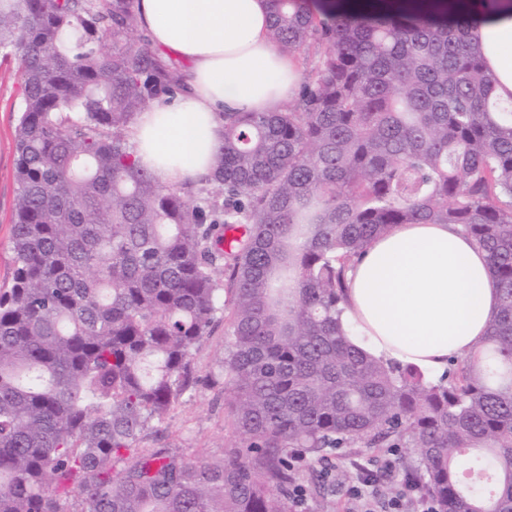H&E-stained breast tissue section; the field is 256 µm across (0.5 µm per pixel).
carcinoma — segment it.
<instances>
[{
    "instance_id": "cac0c4a2",
    "label": "carcinoma",
    "mask_w": 512,
    "mask_h": 512,
    "mask_svg": "<svg viewBox=\"0 0 512 512\" xmlns=\"http://www.w3.org/2000/svg\"><path fill=\"white\" fill-rule=\"evenodd\" d=\"M319 56L276 112L224 113L192 194L141 167L135 116L185 86L135 0H0L17 67L11 287L0 291V512H291L294 454L412 448L437 512H512V90L483 23L512 0H270ZM399 224L484 250L498 308L437 382L364 356L347 271ZM246 436L219 462L138 447L201 379Z\"/></svg>"
}]
</instances>
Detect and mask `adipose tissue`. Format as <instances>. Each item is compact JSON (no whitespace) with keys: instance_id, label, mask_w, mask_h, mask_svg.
<instances>
[{"instance_id":"ef3b65f1","label":"adipose tissue","mask_w":512,"mask_h":512,"mask_svg":"<svg viewBox=\"0 0 512 512\" xmlns=\"http://www.w3.org/2000/svg\"><path fill=\"white\" fill-rule=\"evenodd\" d=\"M136 13L150 45L187 64L189 78L135 117L130 141L160 184H200L224 140L222 113L278 110L298 65L268 37L269 0H137ZM348 285L351 342L432 379L469 356L498 306L487 254L451 224H401L372 240Z\"/></svg>"}]
</instances>
